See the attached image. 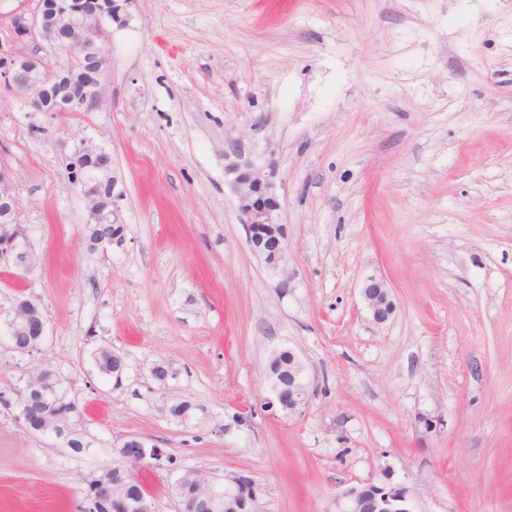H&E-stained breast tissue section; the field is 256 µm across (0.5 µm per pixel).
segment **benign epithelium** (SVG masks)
<instances>
[{
  "mask_svg": "<svg viewBox=\"0 0 512 512\" xmlns=\"http://www.w3.org/2000/svg\"><path fill=\"white\" fill-rule=\"evenodd\" d=\"M9 9L0 14L8 19L10 38L0 41V87L18 95L17 88L37 79L43 96L52 105L45 109L40 100L26 97L35 112H63L74 98L75 86L67 79L65 70L51 66L42 52L56 48L49 37V29L63 26L75 38L66 46L71 66L86 75V86L94 91L95 104H100L105 93L103 74L110 59L108 22L99 16L59 11L49 0H8ZM79 156H96L98 162L84 178H74L86 202L87 220L85 240L91 250L112 245V227L123 224L120 201L123 192L115 190L118 179L111 169V158L100 145L82 139L76 146ZM231 177L240 223L255 251L268 259L277 269L284 258L286 228L280 222L281 204L274 184L252 165L231 162L224 166ZM112 183L114 191L105 198L97 185ZM34 257L29 249L27 235L21 224V209L12 186L9 167L0 156V263L26 269ZM361 297L373 319L382 323L394 312V302L383 279L371 276L364 280ZM37 305L28 299L12 301L8 317V343L12 349L29 353L39 349L40 343L18 345L10 338L11 330L25 326L36 336H45L46 324L38 323ZM291 363L298 367L301 377H292L291 387L283 389L280 376L267 372V382L274 399L286 412H296L308 401L307 382L302 378L304 366L297 357ZM53 374L47 369L24 379L21 395L42 399L47 393ZM118 461L112 469L92 473L87 479L91 494L98 503H107L114 512H157L154 498L142 491L130 492L137 483L135 470L157 464L163 456L161 449L147 444L136 436L125 438L116 449ZM170 494L179 501L177 512H258L259 489L243 475H233L220 482L204 476L203 481L187 473L170 487ZM348 512H414L408 490L385 475L379 483L369 482L350 492Z\"/></svg>",
  "mask_w": 512,
  "mask_h": 512,
  "instance_id": "1",
  "label": "benign epithelium"
}]
</instances>
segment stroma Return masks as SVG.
I'll list each match as a JSON object with an SVG mask.
<instances>
[{
  "instance_id": "stroma-1",
  "label": "stroma",
  "mask_w": 512,
  "mask_h": 512,
  "mask_svg": "<svg viewBox=\"0 0 512 512\" xmlns=\"http://www.w3.org/2000/svg\"><path fill=\"white\" fill-rule=\"evenodd\" d=\"M108 36L95 111L0 95L35 258L0 264V308L31 297L47 320L39 350L0 345V512H78L84 475L133 435L163 451L141 474L158 512L189 471L250 477L259 512H346L384 467L415 512H512V0H134ZM83 137L124 193L103 250L68 181ZM233 141L280 196L284 270L239 221ZM371 275L396 304L381 324ZM279 348L305 367L302 412L266 403ZM43 368L85 453L17 419ZM361 297L373 319L378 323L385 322L394 312V302L384 279L375 276L365 279L361 288Z\"/></svg>"
}]
</instances>
